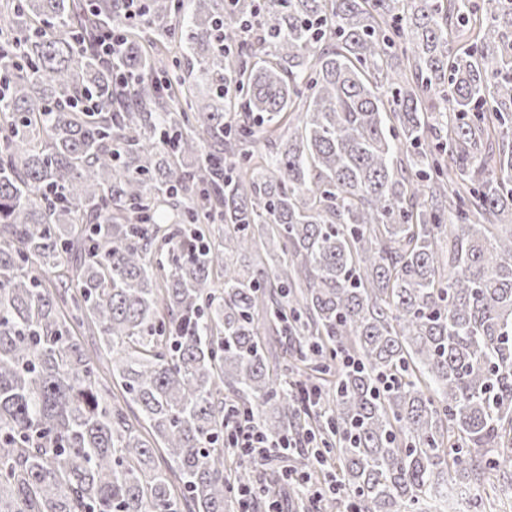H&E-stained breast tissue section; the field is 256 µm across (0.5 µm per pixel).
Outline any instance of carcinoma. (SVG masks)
<instances>
[{
    "instance_id": "obj_1",
    "label": "carcinoma",
    "mask_w": 512,
    "mask_h": 512,
    "mask_svg": "<svg viewBox=\"0 0 512 512\" xmlns=\"http://www.w3.org/2000/svg\"><path fill=\"white\" fill-rule=\"evenodd\" d=\"M120 12L0 13V512H230L226 397L322 512L512 485V0ZM123 45V39L118 29L104 31L97 43V52L102 59H110L119 53Z\"/></svg>"
}]
</instances>
